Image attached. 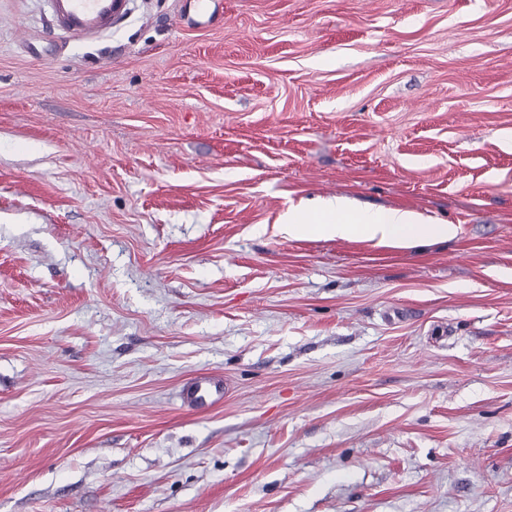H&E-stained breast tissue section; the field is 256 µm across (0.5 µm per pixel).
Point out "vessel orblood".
<instances>
[{"label":"vessel or blood","instance_id":"vessel-or-blood-1","mask_svg":"<svg viewBox=\"0 0 512 512\" xmlns=\"http://www.w3.org/2000/svg\"><path fill=\"white\" fill-rule=\"evenodd\" d=\"M57 28L72 38H95L111 31L126 14L127 0H50ZM222 383L209 375L195 377L181 392L183 406L203 411L222 396Z\"/></svg>","mask_w":512,"mask_h":512}]
</instances>
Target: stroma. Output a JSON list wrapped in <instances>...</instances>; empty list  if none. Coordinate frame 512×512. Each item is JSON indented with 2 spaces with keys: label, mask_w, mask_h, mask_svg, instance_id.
<instances>
[{
  "label": "stroma",
  "mask_w": 512,
  "mask_h": 512,
  "mask_svg": "<svg viewBox=\"0 0 512 512\" xmlns=\"http://www.w3.org/2000/svg\"><path fill=\"white\" fill-rule=\"evenodd\" d=\"M49 15L0 0V512H512V0ZM57 28L71 38H95L126 14L127 0H49ZM288 236L352 240L400 249L423 248L455 240L458 227L440 224L423 214L402 208H364L346 196L302 200L288 208ZM222 383L209 375L195 377L181 392L183 406L194 411L207 410L222 396Z\"/></svg>",
  "instance_id": "1"
}]
</instances>
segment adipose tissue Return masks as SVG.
Wrapping results in <instances>:
<instances>
[{
    "mask_svg": "<svg viewBox=\"0 0 512 512\" xmlns=\"http://www.w3.org/2000/svg\"><path fill=\"white\" fill-rule=\"evenodd\" d=\"M292 238H354L400 249L423 248L455 240L458 228L402 208H364L346 196L317 197L289 207L285 215Z\"/></svg>",
    "mask_w": 512,
    "mask_h": 512,
    "instance_id": "1",
    "label": "adipose tissue"
}]
</instances>
